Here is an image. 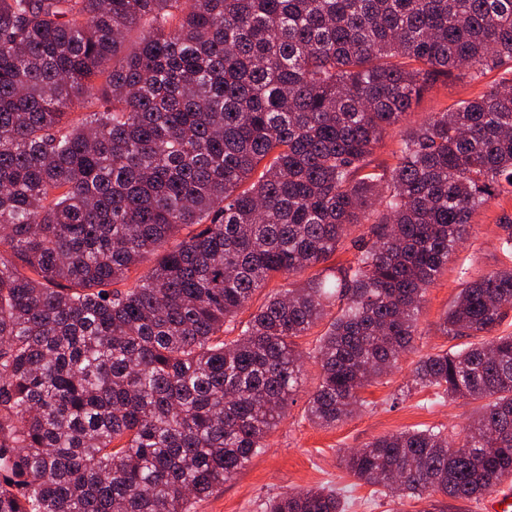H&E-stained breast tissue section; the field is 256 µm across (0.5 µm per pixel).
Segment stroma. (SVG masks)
<instances>
[{
    "instance_id": "1",
    "label": "stroma",
    "mask_w": 512,
    "mask_h": 512,
    "mask_svg": "<svg viewBox=\"0 0 512 512\" xmlns=\"http://www.w3.org/2000/svg\"><path fill=\"white\" fill-rule=\"evenodd\" d=\"M481 90V84L463 76L439 80L414 102L404 125L419 126L433 113L477 97ZM510 222V194L492 199L477 211L465 242L427 289L414 351L362 390L365 404L359 412L333 428L311 422L308 398L319 384L320 368L315 359H305L302 385L285 416L268 434L264 449L223 488L196 502L194 512H265L272 497L322 487L340 491L347 512H427L428 501L401 500L357 481L347 473L344 459L349 451L381 436L434 426L452 436L469 422L476 402L438 398L434 390L412 385L411 371L426 355L461 348L462 339L441 333V320L466 283L512 266V256L500 247Z\"/></svg>"
}]
</instances>
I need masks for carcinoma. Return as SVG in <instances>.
I'll return each instance as SVG.
<instances>
[{"label": "carcinoma", "instance_id": "carcinoma-1", "mask_svg": "<svg viewBox=\"0 0 512 512\" xmlns=\"http://www.w3.org/2000/svg\"><path fill=\"white\" fill-rule=\"evenodd\" d=\"M497 69L400 129L438 79ZM390 130L397 163L366 171ZM501 193L512 0H0V512H191L265 447L302 384L297 340L335 304L308 417H351ZM355 224V262L324 266ZM277 274L292 287L224 342ZM507 306L512 267L466 283L440 330L475 341L413 370L482 402L463 437H379L350 474L467 502L512 480ZM268 512L345 506L311 489Z\"/></svg>", "mask_w": 512, "mask_h": 512}]
</instances>
